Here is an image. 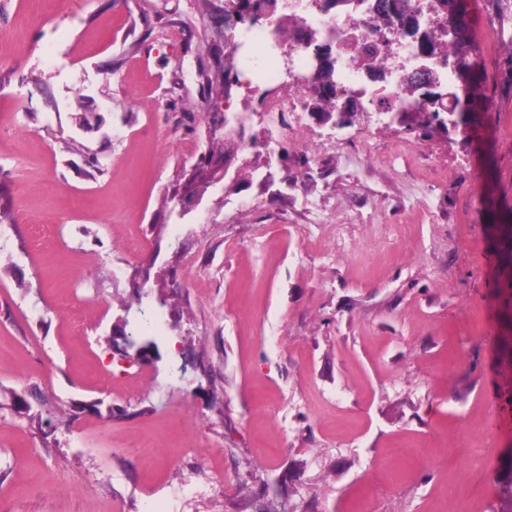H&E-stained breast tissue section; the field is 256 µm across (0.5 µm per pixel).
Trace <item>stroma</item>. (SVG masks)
I'll use <instances>...</instances> for the list:
<instances>
[{"instance_id":"stroma-1","label":"stroma","mask_w":512,"mask_h":512,"mask_svg":"<svg viewBox=\"0 0 512 512\" xmlns=\"http://www.w3.org/2000/svg\"><path fill=\"white\" fill-rule=\"evenodd\" d=\"M465 5L467 128L319 122L180 217L206 114L259 110L225 0H0V512H512V0ZM141 268L171 318L122 355ZM247 28L245 27L244 30L239 33L238 35L236 33H233L230 35V37L227 39L228 43L230 45L229 51L227 52V57L224 62V75L225 80H229L231 76L233 75V82L236 84H240V77L243 74V61L239 58L237 51H236V45L240 44L238 42L239 38H244V42H247L248 45H250L254 39L250 38L247 34Z\"/></svg>"}]
</instances>
